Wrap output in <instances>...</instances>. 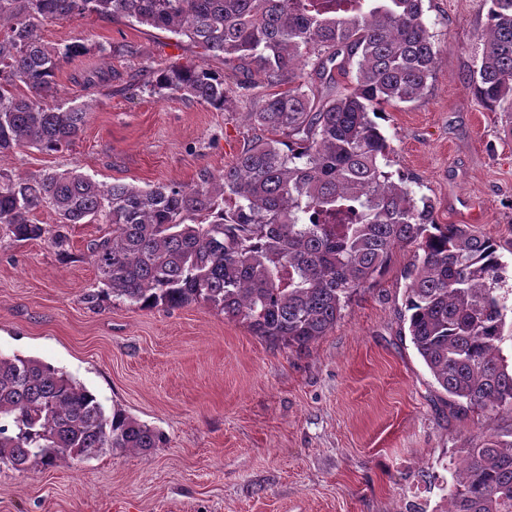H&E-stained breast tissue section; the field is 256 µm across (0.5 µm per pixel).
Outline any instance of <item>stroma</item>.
<instances>
[{"label": "stroma", "mask_w": 512, "mask_h": 512, "mask_svg": "<svg viewBox=\"0 0 512 512\" xmlns=\"http://www.w3.org/2000/svg\"><path fill=\"white\" fill-rule=\"evenodd\" d=\"M438 50L426 93L385 107L388 169L431 197L440 224L495 240L512 273V141L502 112L468 89L481 53V0H424ZM50 46L76 43L56 76L59 99L86 103L77 139L56 152L21 148L22 176L77 170L148 187L191 184L235 160L256 136L250 114L271 86L188 37L95 16L44 26ZM112 48L111 87L84 89ZM202 63L234 91L224 112L148 86L152 72ZM69 259L47 239L0 227V355L48 363L160 431L162 447L107 450L48 467L0 464V512H444L469 437L512 418L454 405L403 319L413 259L395 248L376 284L334 328L297 350L252 336L204 303L141 309L102 294L87 246L106 224H72Z\"/></svg>", "instance_id": "obj_1"}]
</instances>
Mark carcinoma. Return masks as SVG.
I'll return each mask as SVG.
<instances>
[{
  "label": "carcinoma",
  "mask_w": 512,
  "mask_h": 512,
  "mask_svg": "<svg viewBox=\"0 0 512 512\" xmlns=\"http://www.w3.org/2000/svg\"><path fill=\"white\" fill-rule=\"evenodd\" d=\"M487 23L468 87L512 112V0H482ZM424 0H0V162L21 147L57 151L82 131L88 105L52 102L73 51L47 46V21L97 16L188 37L288 89L251 121L262 135L215 176L191 186L107 185L83 173L14 178L0 167V225L23 241L48 236L68 254L66 224H109L89 244L102 293L143 309L206 303L271 343L305 348L326 335L391 251L415 247L405 311L411 341L439 386L469 408L512 414L502 344L512 284L498 244L438 224L435 203L386 171L385 105L424 94L437 49ZM355 73L336 95L327 63ZM328 91L305 90V67ZM222 111L224 74L203 64L160 68L150 82ZM49 209L57 229L34 221ZM162 434L106 410L85 386L39 360L0 356V464L53 466L113 448H158ZM446 512H512V427L462 448Z\"/></svg>",
  "instance_id": "cac0c4a2"
}]
</instances>
